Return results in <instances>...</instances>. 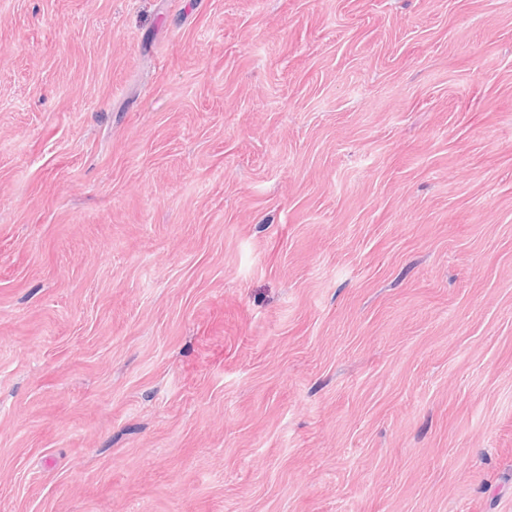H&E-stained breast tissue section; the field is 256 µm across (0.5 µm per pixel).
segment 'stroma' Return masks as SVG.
I'll return each mask as SVG.
<instances>
[{"label":"stroma","instance_id":"stroma-1","mask_svg":"<svg viewBox=\"0 0 512 512\" xmlns=\"http://www.w3.org/2000/svg\"><path fill=\"white\" fill-rule=\"evenodd\" d=\"M0 512H512V0H0Z\"/></svg>","mask_w":512,"mask_h":512}]
</instances>
